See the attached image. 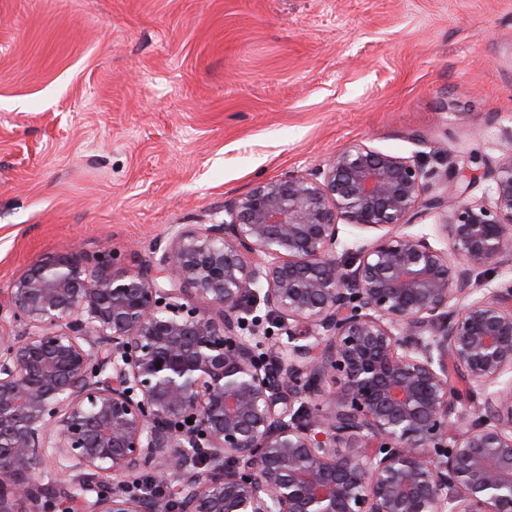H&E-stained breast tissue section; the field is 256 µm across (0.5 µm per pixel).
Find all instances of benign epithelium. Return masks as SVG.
<instances>
[{
  "label": "benign epithelium",
  "mask_w": 512,
  "mask_h": 512,
  "mask_svg": "<svg viewBox=\"0 0 512 512\" xmlns=\"http://www.w3.org/2000/svg\"><path fill=\"white\" fill-rule=\"evenodd\" d=\"M489 177V206L431 194L353 144L172 228L148 266L31 264L0 300L23 325L0 339V512H512V284L471 298L473 271L512 264V152ZM434 210L448 250L392 231ZM341 220L381 235L343 261ZM260 304L295 323L266 353L242 334ZM150 467L174 501L126 489Z\"/></svg>",
  "instance_id": "benign-epithelium-1"
}]
</instances>
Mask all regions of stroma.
<instances>
[{
    "mask_svg": "<svg viewBox=\"0 0 512 512\" xmlns=\"http://www.w3.org/2000/svg\"><path fill=\"white\" fill-rule=\"evenodd\" d=\"M355 143L491 203L512 0H0V292L45 257L148 264Z\"/></svg>",
    "mask_w": 512,
    "mask_h": 512,
    "instance_id": "stroma-1",
    "label": "stroma"
}]
</instances>
